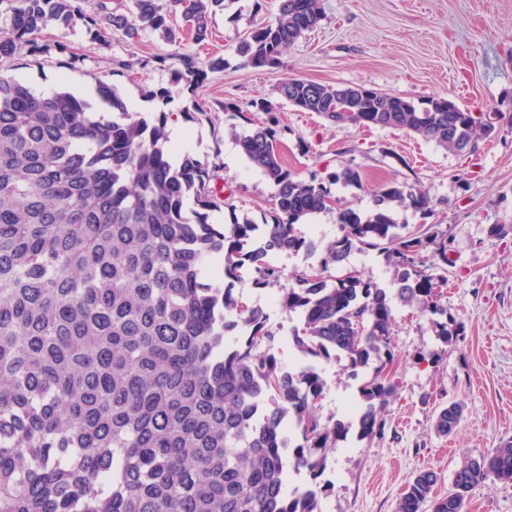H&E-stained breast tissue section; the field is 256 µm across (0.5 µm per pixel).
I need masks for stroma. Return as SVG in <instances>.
I'll list each match as a JSON object with an SVG mask.
<instances>
[{
  "instance_id": "1",
  "label": "stroma",
  "mask_w": 512,
  "mask_h": 512,
  "mask_svg": "<svg viewBox=\"0 0 512 512\" xmlns=\"http://www.w3.org/2000/svg\"><path fill=\"white\" fill-rule=\"evenodd\" d=\"M280 0H234L212 18L208 43L184 37L172 46L155 32L136 38L113 31L109 44L92 40L85 27H57L59 47L37 58L21 56L0 70L35 92L67 88L92 93L96 82L118 88L130 111L169 113L181 138L174 155L191 153L217 164L211 185L231 198V208L212 212L216 224L232 219L262 223L274 203L275 187L241 154L230 135L243 119L276 121L284 168L296 178H328L349 166L362 187L331 184L332 197L360 213L374 206L377 188L413 185L430 199L425 211L395 209L396 223L432 226L450 242L447 280L438 305L462 323L463 335L442 343L436 316L395 303L396 395L388 406L385 433L371 439L348 434L327 455L318 477L292 475L295 487L318 489L320 512H394L408 479L419 471L438 473L437 494H447L463 456L476 457L512 440V0H321L324 16L282 56L276 68L244 65L236 47L244 35L274 19ZM85 55L81 68L68 65L70 49ZM206 62L224 59L222 71H206L196 87L175 79L160 58L172 53ZM150 58L148 66L121 68V61ZM333 86L359 84L413 101L444 96L474 112L488 133L474 149L456 153L420 136L382 127L355 128L304 112L278 97L283 77ZM166 88L165 100L150 90ZM266 99L271 112L252 108ZM244 268L234 293L245 304L266 305L276 333L274 352L284 368L304 359L288 342L293 321L280 306H267L278 285L257 289ZM324 390L317 413L325 422H347L362 402L361 389L374 368L350 374L344 361L318 364ZM462 407L455 431L433 428L436 410Z\"/></svg>"
}]
</instances>
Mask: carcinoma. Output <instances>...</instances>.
<instances>
[{
	"label": "carcinoma",
	"instance_id": "cac0c4a2",
	"mask_svg": "<svg viewBox=\"0 0 512 512\" xmlns=\"http://www.w3.org/2000/svg\"><path fill=\"white\" fill-rule=\"evenodd\" d=\"M232 3L0 0V61L49 54L53 25L80 24L103 43L115 28L176 45L187 29L201 43L210 16ZM321 17L320 0H281L237 54L247 66L276 67ZM172 60L178 79L199 84L204 70L192 57ZM361 89L288 76L276 86L304 112L412 132L449 151L474 147L482 131L442 96L422 112ZM97 96L112 116L0 72V512H318L316 490H287L288 471L322 469L352 430L384 434L397 389L393 300L438 313L441 277L423 252L435 246L446 264L448 246L392 217L397 207L428 209L429 198L388 184L367 215L336 204L341 235L319 267L286 275L269 255L312 252L297 224L330 209L332 197L322 181L282 167L274 125L231 127L242 155L277 187L270 221L211 224L227 198L210 187L208 164L173 159L167 114L149 122L104 84ZM342 99L353 102L346 116L336 111ZM330 179L362 182L349 166ZM354 250L386 257L391 289L347 266ZM214 262L227 278L249 266L258 288L292 281L278 301L300 317L291 341L304 356L343 357L354 374L376 361L352 421H321L316 367L282 370L267 314L211 284ZM459 416L455 404L442 408L435 430L451 433ZM490 478L512 485V441L464 458L446 495L434 492L435 472L416 474L395 512H463Z\"/></svg>",
	"mask_w": 512,
	"mask_h": 512
}]
</instances>
